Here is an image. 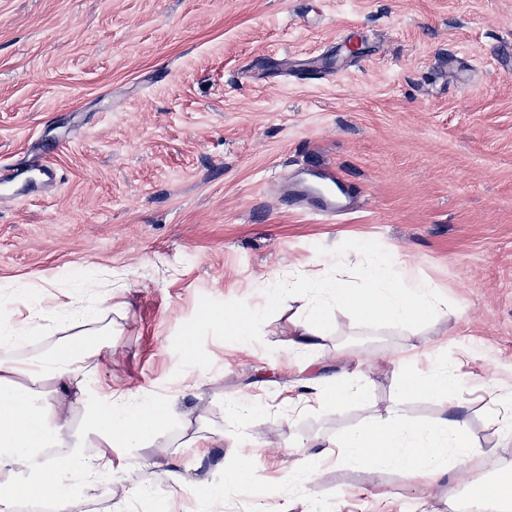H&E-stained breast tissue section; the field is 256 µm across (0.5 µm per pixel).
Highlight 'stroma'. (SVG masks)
<instances>
[{
    "label": "stroma",
    "mask_w": 512,
    "mask_h": 512,
    "mask_svg": "<svg viewBox=\"0 0 512 512\" xmlns=\"http://www.w3.org/2000/svg\"><path fill=\"white\" fill-rule=\"evenodd\" d=\"M320 160L358 198L331 224L287 202V172ZM1 165L58 180L0 202V282L110 270L123 309L105 378L147 402L177 390L191 412L150 447L109 448L115 493L143 492L136 512L156 497L199 512L209 487L245 512L225 472L278 497L309 436L334 512H455L473 485L461 469L414 488L334 457L406 368L440 356L469 378L458 397L486 473H512L485 422L486 382L512 377V0H0ZM365 247L411 257L447 314L362 327L335 309L290 365L288 307L259 281L317 258L351 267ZM257 311L255 332L210 320ZM358 374L363 399L289 411L309 381ZM187 377L202 385L183 394ZM232 396L255 407L245 423ZM172 457L197 490L165 478Z\"/></svg>",
    "instance_id": "35a3bbf8"
}]
</instances>
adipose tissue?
Masks as SVG:
<instances>
[{
    "label": "adipose tissue",
    "instance_id": "ef3b65f1",
    "mask_svg": "<svg viewBox=\"0 0 512 512\" xmlns=\"http://www.w3.org/2000/svg\"><path fill=\"white\" fill-rule=\"evenodd\" d=\"M360 283L351 286L344 271H299L287 281H274L272 295L294 302L288 319L289 349L293 353L317 349L324 334L323 322L332 308L348 309L364 326L386 323L408 328L446 309L435 285L416 278L413 262L399 251L378 254L364 249ZM88 301L78 297L46 307L48 284L0 283V471L27 469L37 482L36 497L49 498L55 512H128L126 502L101 505L97 489L112 480V459L107 450L115 444H151L160 439L182 413L169 402L144 404L129 392H107L94 404L84 399L48 400L47 385L69 389L71 382L101 383L100 361L112 350L115 306L111 283L101 274L75 280ZM73 336L90 337L88 346L73 349ZM48 341V349L31 358L25 348L33 339ZM465 378L456 365L430 363L427 370L402 379V397L425 395L438 400L442 418L425 427L410 425L400 401L386 415H373L348 432L340 445L338 463H353L380 474L391 471L416 486L436 485L448 465L466 467L476 475L485 501L512 512V495L501 481L480 474L478 443L469 423L459 416L457 397ZM364 388L358 381L343 383L327 392L320 390L289 398L291 410H318L333 402L360 400ZM82 415L85 426L73 431L68 417ZM97 449L94 457L84 456ZM319 458L303 454L288 468L289 480L303 481L306 512H326L327 503L317 488Z\"/></svg>",
    "mask_w": 512,
    "mask_h": 512
}]
</instances>
